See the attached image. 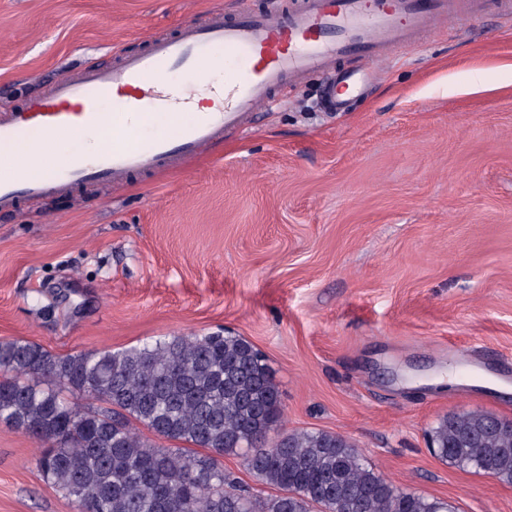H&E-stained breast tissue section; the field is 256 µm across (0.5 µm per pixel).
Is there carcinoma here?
Instances as JSON below:
<instances>
[{
    "label": "carcinoma",
    "mask_w": 512,
    "mask_h": 512,
    "mask_svg": "<svg viewBox=\"0 0 512 512\" xmlns=\"http://www.w3.org/2000/svg\"><path fill=\"white\" fill-rule=\"evenodd\" d=\"M280 418L269 364L241 336H164L67 355L0 342V422L35 440L32 464L77 512H454L398 489L340 435L269 439ZM138 424L186 447L156 445ZM430 439L440 458L512 484V430L493 414L448 415ZM239 450L280 494L257 496L224 469L220 457Z\"/></svg>",
    "instance_id": "cac0c4a2"
}]
</instances>
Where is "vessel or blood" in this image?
Segmentation results:
<instances>
[{"label":"vessel or blood","instance_id":"obj_1","mask_svg":"<svg viewBox=\"0 0 512 512\" xmlns=\"http://www.w3.org/2000/svg\"><path fill=\"white\" fill-rule=\"evenodd\" d=\"M456 15V0H296L266 10L245 5L229 17L216 13L187 24L114 65L63 75L47 93L0 113V144L22 147L38 131L78 140L108 122L112 145L92 157L80 147L62 160L44 157L35 177L1 159L0 208H16L23 195L48 198L76 183L121 182L194 156L223 139L225 130L243 126L282 87L314 72L328 76L336 106H344L373 78L372 71L343 67L346 57L385 56ZM219 47L239 66L225 69L223 97L201 116L192 93L173 89L166 77L178 67L204 71ZM105 100L111 111H100Z\"/></svg>","mask_w":512,"mask_h":512}]
</instances>
